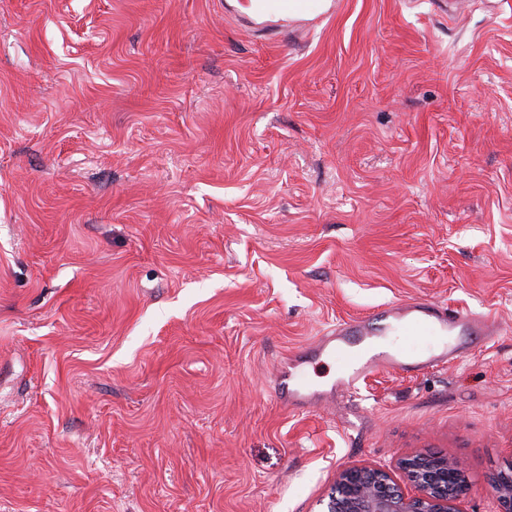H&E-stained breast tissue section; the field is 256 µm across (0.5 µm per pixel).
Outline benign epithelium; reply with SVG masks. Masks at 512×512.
<instances>
[{
    "mask_svg": "<svg viewBox=\"0 0 512 512\" xmlns=\"http://www.w3.org/2000/svg\"><path fill=\"white\" fill-rule=\"evenodd\" d=\"M409 493L383 467H348L339 474L328 512H460L458 503L468 490L461 466L434 454L402 462ZM498 512H512V475L495 485Z\"/></svg>",
    "mask_w": 512,
    "mask_h": 512,
    "instance_id": "obj_1",
    "label": "benign epithelium"
}]
</instances>
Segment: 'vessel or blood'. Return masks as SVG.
<instances>
[{"instance_id":"1","label":"vessel or blood","mask_w":512,"mask_h":512,"mask_svg":"<svg viewBox=\"0 0 512 512\" xmlns=\"http://www.w3.org/2000/svg\"><path fill=\"white\" fill-rule=\"evenodd\" d=\"M263 12L284 18L309 14L321 16L328 8L324 0H255ZM413 336H444L447 346L427 352L422 359L411 362L405 346L391 347L383 342L389 333ZM498 329L489 318L469 311L447 312L426 303H411L389 308L380 313L340 323L301 347L283 361L277 371L276 391L279 401L289 408H307L323 397L321 391L310 388L304 381L307 365L321 356L341 355L343 362L332 389L352 392L372 374L418 373L440 363L460 358L466 352L472 336L491 340Z\"/></svg>"}]
</instances>
